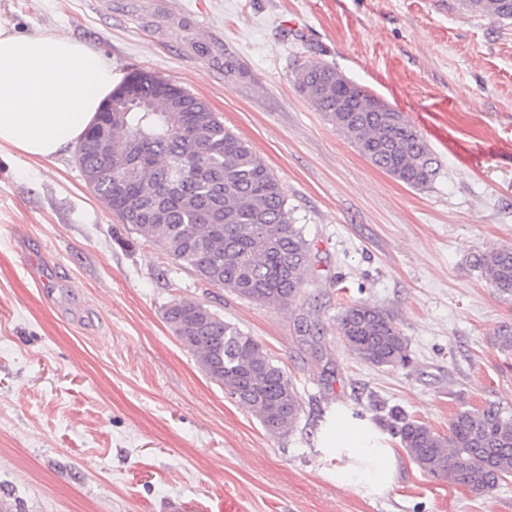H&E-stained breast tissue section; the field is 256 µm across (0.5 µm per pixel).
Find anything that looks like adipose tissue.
Masks as SVG:
<instances>
[{
	"instance_id": "1",
	"label": "adipose tissue",
	"mask_w": 512,
	"mask_h": 512,
	"mask_svg": "<svg viewBox=\"0 0 512 512\" xmlns=\"http://www.w3.org/2000/svg\"><path fill=\"white\" fill-rule=\"evenodd\" d=\"M112 65L53 29L21 34L0 24V148L50 159L74 146L111 95ZM337 487L378 495L394 483L396 452L367 419L337 411L320 435Z\"/></svg>"
}]
</instances>
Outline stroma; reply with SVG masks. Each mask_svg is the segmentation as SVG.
<instances>
[{
	"label": "stroma",
	"mask_w": 512,
	"mask_h": 512,
	"mask_svg": "<svg viewBox=\"0 0 512 512\" xmlns=\"http://www.w3.org/2000/svg\"><path fill=\"white\" fill-rule=\"evenodd\" d=\"M0 23L59 30L116 73L204 100L273 171L311 248L294 302L274 310L121 224L75 150H0V512H225L229 494L239 512H512V477L489 495L438 481L394 438V484L372 497L336 487L319 450L336 411L376 424L378 402L443 434L460 409L512 413V354L493 343L512 298L469 264L512 247L511 21L461 0H0ZM310 60L406 116L441 163L431 184L376 168L315 109L294 82ZM179 300L287 372L303 407L292 433L265 431L203 373L163 318ZM357 302L394 315L407 367L350 354L337 319ZM302 316L320 342L297 336Z\"/></svg>",
	"instance_id": "stroma-1"
}]
</instances>
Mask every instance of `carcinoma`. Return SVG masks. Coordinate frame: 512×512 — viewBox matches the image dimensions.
I'll list each match as a JSON object with an SVG mask.
<instances>
[{
	"label": "carcinoma",
	"mask_w": 512,
	"mask_h": 512,
	"mask_svg": "<svg viewBox=\"0 0 512 512\" xmlns=\"http://www.w3.org/2000/svg\"><path fill=\"white\" fill-rule=\"evenodd\" d=\"M462 5L491 20L512 19V0ZM296 84L374 166L412 188L433 181L438 160L403 113L319 61L302 64ZM92 139L107 142L112 160L85 151ZM76 157L81 171L98 170L93 191L108 210L164 246L201 282L273 309L294 301L310 267V247L278 180L203 100L173 80L131 72L78 142ZM470 264L499 295L512 297V248L476 251ZM164 318L206 375L270 434L293 431L301 399L259 341L192 302L171 304ZM338 328L357 358L378 367L409 364L408 339L388 310L352 304L339 316ZM295 330L305 342L320 334L306 317L296 320ZM494 344L512 352L511 324L497 329ZM384 422L433 478L489 494L512 477V415L493 404L457 411L446 434L394 407Z\"/></svg>",
	"instance_id": "carcinoma-1"
}]
</instances>
